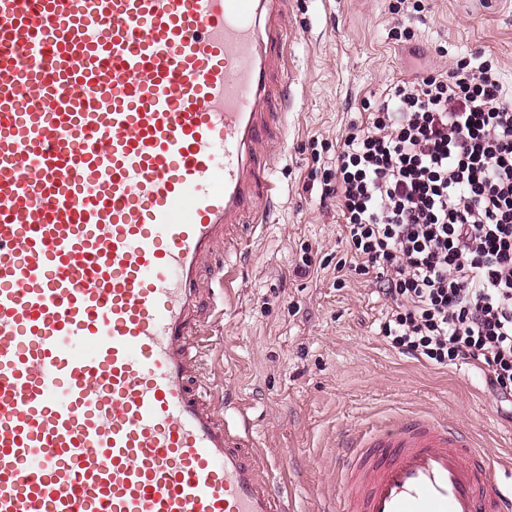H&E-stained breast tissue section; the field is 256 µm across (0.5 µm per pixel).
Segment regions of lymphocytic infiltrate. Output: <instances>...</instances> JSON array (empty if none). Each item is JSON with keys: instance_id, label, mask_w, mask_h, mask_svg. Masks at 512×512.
<instances>
[{"instance_id": "lymphocytic-infiltrate-1", "label": "lymphocytic infiltrate", "mask_w": 512, "mask_h": 512, "mask_svg": "<svg viewBox=\"0 0 512 512\" xmlns=\"http://www.w3.org/2000/svg\"><path fill=\"white\" fill-rule=\"evenodd\" d=\"M323 180L378 334L430 367L468 366L512 405V90L483 53L364 104Z\"/></svg>"}]
</instances>
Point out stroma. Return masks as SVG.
Masks as SVG:
<instances>
[{
    "label": "stroma",
    "mask_w": 512,
    "mask_h": 512,
    "mask_svg": "<svg viewBox=\"0 0 512 512\" xmlns=\"http://www.w3.org/2000/svg\"><path fill=\"white\" fill-rule=\"evenodd\" d=\"M284 134L272 149L278 195L262 227L241 228L240 253L216 246L202 273L234 264L232 294L211 326L217 347L203 383L247 417L257 447L268 449L295 512H327L346 435L406 410L447 417L494 456L512 455V424L485 392L477 371L433 368L389 347L377 334L384 310L373 286L351 276L337 287L345 255L336 200L307 189L312 142L333 154L365 100L383 97L410 67L449 70L461 57L495 54L512 89V0H430L412 42L395 39L386 0H289ZM318 272L294 274L303 248Z\"/></svg>",
    "instance_id": "1"
}]
</instances>
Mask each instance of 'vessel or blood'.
I'll return each mask as SVG.
<instances>
[{
    "mask_svg": "<svg viewBox=\"0 0 512 512\" xmlns=\"http://www.w3.org/2000/svg\"><path fill=\"white\" fill-rule=\"evenodd\" d=\"M288 0H0V512H288L197 379L199 284L258 224ZM429 413L348 435L340 512H512Z\"/></svg>",
    "mask_w": 512,
    "mask_h": 512,
    "instance_id": "obj_1",
    "label": "vessel or blood"
}]
</instances>
